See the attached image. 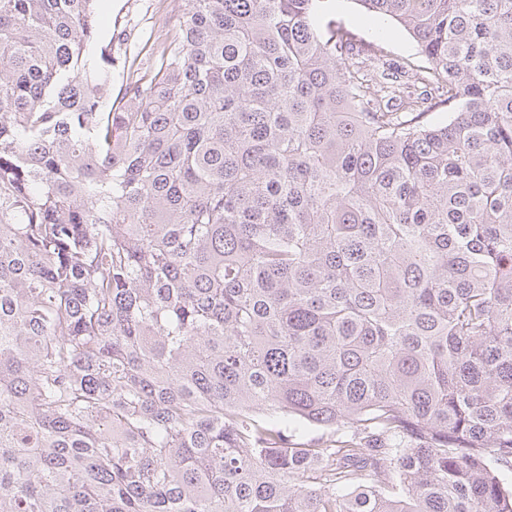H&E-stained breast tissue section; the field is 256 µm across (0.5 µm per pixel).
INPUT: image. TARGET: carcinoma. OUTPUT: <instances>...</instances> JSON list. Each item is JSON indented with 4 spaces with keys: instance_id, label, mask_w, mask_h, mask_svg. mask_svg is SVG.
I'll use <instances>...</instances> for the list:
<instances>
[{
    "instance_id": "cac0c4a2",
    "label": "carcinoma",
    "mask_w": 512,
    "mask_h": 512,
    "mask_svg": "<svg viewBox=\"0 0 512 512\" xmlns=\"http://www.w3.org/2000/svg\"><path fill=\"white\" fill-rule=\"evenodd\" d=\"M97 2L0 0V512H512V0H181L116 104ZM336 27L352 31L356 39L370 44L375 48L376 58L383 61L406 62L422 64L416 42L400 27L382 19L369 18L363 13L362 7L354 0L336 1L334 14L330 17ZM379 25H384L387 32L376 31Z\"/></svg>"
}]
</instances>
